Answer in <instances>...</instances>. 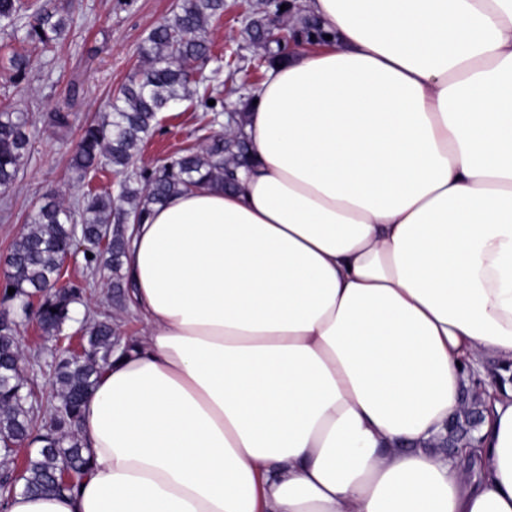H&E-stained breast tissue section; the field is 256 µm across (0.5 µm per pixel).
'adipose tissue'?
Segmentation results:
<instances>
[{
	"label": "adipose tissue",
	"mask_w": 512,
	"mask_h": 512,
	"mask_svg": "<svg viewBox=\"0 0 512 512\" xmlns=\"http://www.w3.org/2000/svg\"><path fill=\"white\" fill-rule=\"evenodd\" d=\"M241 187L152 207L143 335L85 403L89 473L6 512H512V387L478 464L436 443L512 366V0H305Z\"/></svg>",
	"instance_id": "adipose-tissue-1"
}]
</instances>
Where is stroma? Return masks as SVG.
<instances>
[{"label":"stroma","instance_id":"1","mask_svg":"<svg viewBox=\"0 0 512 512\" xmlns=\"http://www.w3.org/2000/svg\"><path fill=\"white\" fill-rule=\"evenodd\" d=\"M47 8L65 9L71 24L57 44L43 48L0 27V60L18 53L29 57L30 67L19 83L0 68V111L27 113L31 145L28 159L13 187L0 192V277L14 241L26 231L32 208L52 196L65 207L76 208L84 195L108 189L118 191L121 178L103 169L81 178L70 167L73 139H60L48 126L52 112H67L74 128L101 119L110 98L146 65L140 47L151 30L172 16L178 0H40ZM256 0H225L224 13L208 25L216 56H235L233 66H221L211 74L212 85L225 102H233L243 82L263 78L253 62V52L242 45L241 32ZM198 118L189 103L160 113L154 136L145 141L135 158L139 168H155L180 148L203 142L205 134L224 130L216 118L208 131L197 129ZM114 274L108 269L89 273L83 254H75L63 267L62 284L83 289L82 309L95 319L110 321L121 338L141 335L143 324L128 300L113 294ZM23 345V378L35 387L40 416H47L55 394L51 364L59 340L42 334L35 322L19 320Z\"/></svg>","mask_w":512,"mask_h":512}]
</instances>
